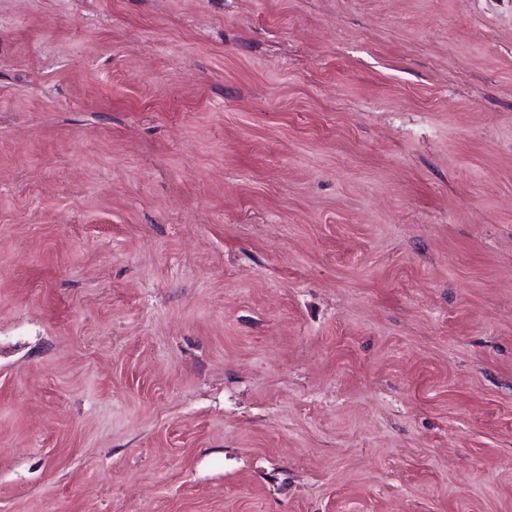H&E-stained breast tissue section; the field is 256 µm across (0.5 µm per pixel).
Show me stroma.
Masks as SVG:
<instances>
[{"instance_id":"35a3bbf8","label":"stroma","mask_w":512,"mask_h":512,"mask_svg":"<svg viewBox=\"0 0 512 512\" xmlns=\"http://www.w3.org/2000/svg\"><path fill=\"white\" fill-rule=\"evenodd\" d=\"M0 512H512V0H0Z\"/></svg>"}]
</instances>
